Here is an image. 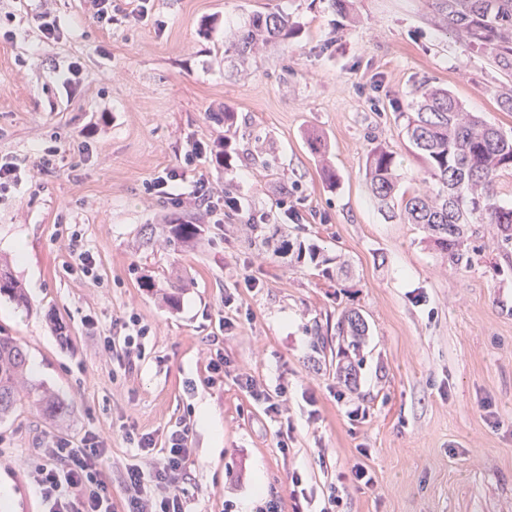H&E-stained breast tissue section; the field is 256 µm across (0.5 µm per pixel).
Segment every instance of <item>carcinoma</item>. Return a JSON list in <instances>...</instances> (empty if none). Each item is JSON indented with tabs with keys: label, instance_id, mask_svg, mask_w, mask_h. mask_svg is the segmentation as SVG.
Here are the masks:
<instances>
[{
	"label": "carcinoma",
	"instance_id": "obj_1",
	"mask_svg": "<svg viewBox=\"0 0 512 512\" xmlns=\"http://www.w3.org/2000/svg\"><path fill=\"white\" fill-rule=\"evenodd\" d=\"M441 15L446 25L460 29L467 37L466 47L488 52L498 65L512 69V0H444ZM291 29L290 18L280 11H254L239 30L224 43V58L244 60L255 49L275 44ZM414 117L406 125L409 142L424 160V188L396 197L399 175L393 155L374 148L366 160L365 177L380 209L405 224H416L427 238L448 253L455 265L468 263L462 249L464 227L470 224H494L502 242H512V206L503 204L495 190L497 177L512 170V137L467 111L447 90L421 85L411 103ZM311 151L322 157L321 173L326 182L336 184V170L327 159L321 136L307 139ZM251 238L266 248L272 258L291 256L297 263L304 259L323 263L317 248L302 241L292 242L279 224H248ZM202 225L185 218L165 224L143 227L141 245L161 242L178 251L193 249L202 240ZM26 305L22 285L10 268L0 263V297ZM358 312L345 311L337 322L339 334L357 345L366 329L355 325ZM27 357L23 348L7 337H0V417L10 413L21 393L35 399L52 419L67 415L69 406L46 399L33 385H25Z\"/></svg>",
	"mask_w": 512,
	"mask_h": 512
}]
</instances>
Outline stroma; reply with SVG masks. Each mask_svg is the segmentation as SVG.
Returning a JSON list of instances; mask_svg holds the SVG:
<instances>
[{"mask_svg":"<svg viewBox=\"0 0 512 512\" xmlns=\"http://www.w3.org/2000/svg\"><path fill=\"white\" fill-rule=\"evenodd\" d=\"M437 3L353 0L344 14L330 0H150L147 20L105 27L90 0H0V160L18 166L0 190V258L29 301L0 298V336L24 347L28 382L70 408L55 423L25 397L0 418V482L15 487L0 512H46L32 473L47 440L88 432L108 439L106 475L122 505L136 453L126 432L160 446L182 421L189 512H255L270 499L282 512H322L332 484L345 512H512V244L496 225H472L470 262L453 267L416 225L379 209L364 175L379 146L395 158L400 191L420 189L424 163L404 126L425 82L512 134L498 104L512 74L442 30ZM256 10L288 14L291 35L225 65V29ZM43 13L58 40L44 39ZM74 62L83 82L72 92L62 77ZM312 132L335 186L308 147ZM197 143L204 155L186 166ZM52 144L55 168L37 172ZM173 168L205 176L240 211L150 191ZM178 216L202 224L198 250L139 246L142 225ZM245 224L286 225L352 274L270 261ZM74 238L95 277L80 272ZM175 278L183 289L171 305L162 293ZM350 309L368 324L352 384L337 373L347 344L336 322ZM132 314L149 328L141 353L107 356L104 337L122 343L119 322ZM224 317L233 326L223 331ZM242 374L270 393L286 388L280 416L238 384ZM204 401L221 443L200 420ZM359 463L371 483L355 480Z\"/></svg>","mask_w":512,"mask_h":512,"instance_id":"1","label":"stroma"}]
</instances>
